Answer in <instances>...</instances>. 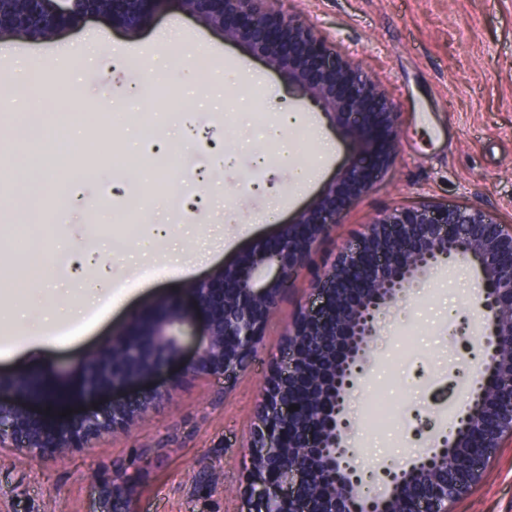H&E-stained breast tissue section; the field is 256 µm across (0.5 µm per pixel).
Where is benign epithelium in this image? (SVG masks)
<instances>
[{"label": "benign epithelium", "instance_id": "benign-epithelium-1", "mask_svg": "<svg viewBox=\"0 0 512 512\" xmlns=\"http://www.w3.org/2000/svg\"><path fill=\"white\" fill-rule=\"evenodd\" d=\"M0 0V34L24 39L51 34L66 14L55 0ZM147 0H74L82 14L109 15L132 26ZM228 41L245 40L252 51L288 72L299 93L331 110L381 164H387L399 133V113L385 91L353 62L328 49L314 30L284 14L279 0H183ZM369 170L355 160L336 177L311 213L273 242L256 245L245 262L217 273L199 289L206 328L185 369L224 377L246 368L258 350L263 327L282 283L302 267L312 245L336 223L341 205L363 192ZM474 263L482 293L480 338L488 362L466 378L459 426L430 449L434 460L387 470L378 495L358 492L336 396L364 373L368 341L379 316L421 287L422 276L441 259ZM319 304L306 308L287 335L274 375L264 387L248 449L251 512H448V501L481 476L486 460L512 433V227L492 222L478 209L433 205L379 215L345 248L319 279ZM184 350L181 338L160 327L131 344L115 337L72 379L113 388L151 376ZM148 401L114 403L85 413L66 427L44 422L0 403V447L64 452L104 432L132 427ZM341 448L327 456L324 448Z\"/></svg>", "mask_w": 512, "mask_h": 512}]
</instances>
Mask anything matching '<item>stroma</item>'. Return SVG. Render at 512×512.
Masks as SVG:
<instances>
[{
  "label": "stroma",
  "mask_w": 512,
  "mask_h": 512,
  "mask_svg": "<svg viewBox=\"0 0 512 512\" xmlns=\"http://www.w3.org/2000/svg\"><path fill=\"white\" fill-rule=\"evenodd\" d=\"M282 8L308 23L337 54L382 84L402 121L388 167L314 245L306 266L280 290L258 354L229 382L185 372L183 362L160 375L115 389L81 392L49 403L26 386L27 353L0 356V403L63 423L115 402L149 395L145 417L131 429L104 433L63 453L29 454L0 447V512H91L93 480L111 482L135 459L123 489L131 512H249L245 493L247 443L256 407L274 373L286 332L311 301L319 276L372 218L422 203L476 207L512 225V0H283ZM0 85L31 73L43 77L44 96L81 88L64 111L45 114L15 99L0 114V336L41 330L45 312L58 345L45 350L40 369L49 381L68 377L116 336L131 335L150 315H180L184 343L203 332L199 289L235 265L255 244L278 238L311 210L359 144L325 111L299 94L286 72L267 64L194 16L182 0H156L132 28L111 17L79 15L49 39L1 36ZM208 68L199 72L196 58ZM156 94L142 98V83ZM118 108L108 143L89 175L73 164L95 140L89 119L101 101ZM316 111L335 145L327 166L302 193L291 190L298 170L318 149L313 130L277 134L278 107ZM152 120L144 133L136 115ZM175 156L163 174H135L157 149ZM150 206L147 223L126 209L132 195ZM182 195L186 207L171 206ZM252 224L247 236L239 227ZM234 239L220 248L221 237ZM128 238L123 252L116 239ZM217 245L210 266L186 278L163 273L171 249L192 256ZM121 286L123 309L85 311L82 325L60 310L84 284ZM479 269L447 264L428 272L419 292L390 309L371 343L365 375L349 395L351 438L365 448L358 463L371 490L397 460L413 461L451 429L465 401L464 376L484 358L481 320L471 287ZM410 335L402 343V335ZM419 374L411 385L393 379L398 357ZM167 392L157 395L158 384ZM372 397L407 399L421 416L376 433L364 427L361 405ZM448 512H512V439L504 438L479 481L448 504Z\"/></svg>",
  "instance_id": "35a3bbf8"
}]
</instances>
